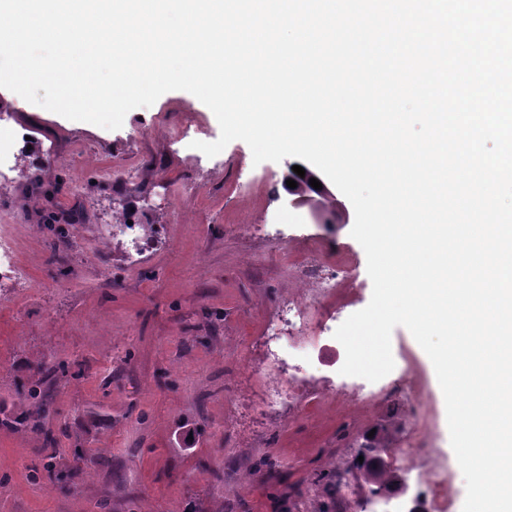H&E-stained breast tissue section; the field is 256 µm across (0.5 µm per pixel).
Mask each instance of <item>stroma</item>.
<instances>
[{
  "label": "stroma",
  "instance_id": "35a3bbf8",
  "mask_svg": "<svg viewBox=\"0 0 512 512\" xmlns=\"http://www.w3.org/2000/svg\"><path fill=\"white\" fill-rule=\"evenodd\" d=\"M20 134L0 176V225L21 279L0 286V410L11 411L36 363L63 359L76 374L49 391L57 466L71 451L93 461L78 484L59 490L30 480L47 453L42 435L0 426V512H318L336 497L335 475L365 435L422 410L432 449L394 451L393 465L419 494V477L447 479L458 463L444 397L427 354L402 326L391 336L396 383L386 397L340 405L324 380L299 382L288 357L265 370L268 343L289 332L282 305L299 280L289 253L305 240L348 262L353 311L372 296L366 255L351 236L354 214L311 218L285 189L287 162L254 164L249 146L215 157L213 112L186 91L131 110L121 128L73 121L0 88V115ZM58 156L38 166L40 152ZM53 191L32 205L27 173ZM81 205L84 240L58 244L40 209L66 217ZM134 214L138 235L108 233L116 212ZM281 386L277 402L268 391ZM280 478H268L265 459Z\"/></svg>",
  "mask_w": 512,
  "mask_h": 512
}]
</instances>
